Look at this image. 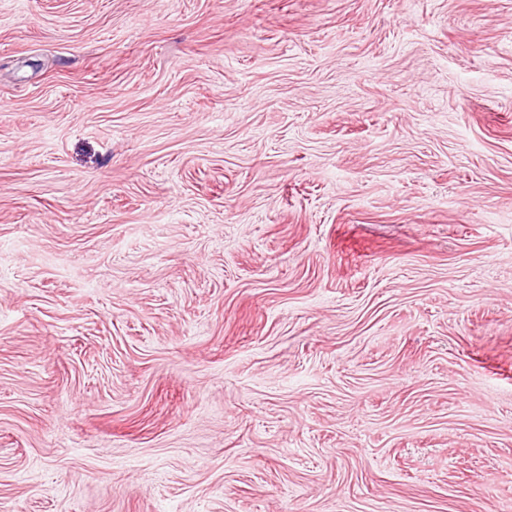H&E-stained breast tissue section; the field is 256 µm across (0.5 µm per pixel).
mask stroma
Instances as JSON below:
<instances>
[{"label": "stroma", "mask_w": 512, "mask_h": 512, "mask_svg": "<svg viewBox=\"0 0 512 512\" xmlns=\"http://www.w3.org/2000/svg\"><path fill=\"white\" fill-rule=\"evenodd\" d=\"M0 512H512V0H0Z\"/></svg>", "instance_id": "35a3bbf8"}]
</instances>
